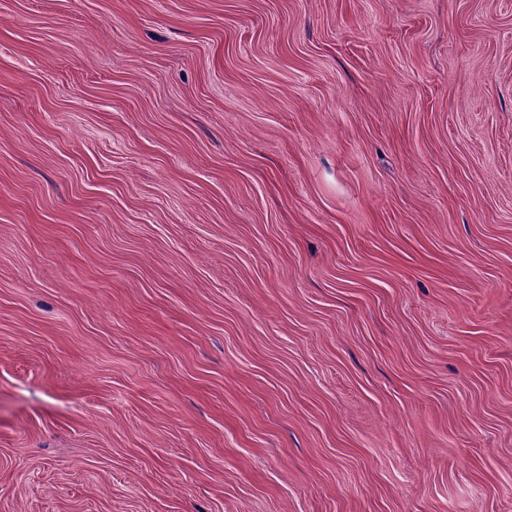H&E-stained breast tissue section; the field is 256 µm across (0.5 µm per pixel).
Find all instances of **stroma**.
Returning a JSON list of instances; mask_svg holds the SVG:
<instances>
[{
  "label": "stroma",
  "mask_w": 512,
  "mask_h": 512,
  "mask_svg": "<svg viewBox=\"0 0 512 512\" xmlns=\"http://www.w3.org/2000/svg\"><path fill=\"white\" fill-rule=\"evenodd\" d=\"M0 512H512V0H0Z\"/></svg>",
  "instance_id": "1"
}]
</instances>
